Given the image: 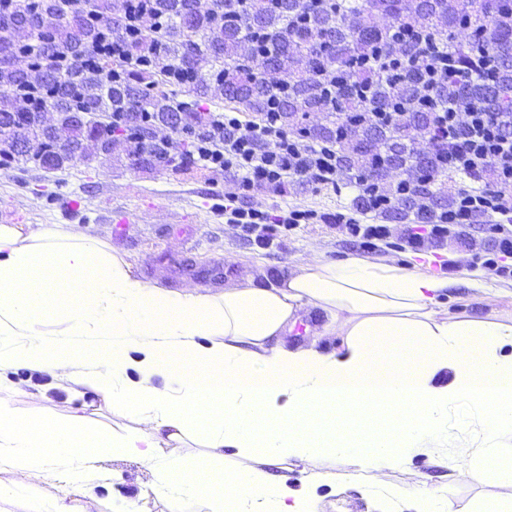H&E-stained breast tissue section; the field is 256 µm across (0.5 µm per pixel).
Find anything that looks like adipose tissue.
I'll list each match as a JSON object with an SVG mask.
<instances>
[{"label": "adipose tissue", "instance_id": "obj_1", "mask_svg": "<svg viewBox=\"0 0 512 512\" xmlns=\"http://www.w3.org/2000/svg\"><path fill=\"white\" fill-rule=\"evenodd\" d=\"M452 283L391 259H315L277 282L247 281L219 294L179 293L132 275L125 259L62 224H0V366L51 373L129 411L122 438L74 429L41 407L19 417L17 390L0 392V469L24 477L45 463L59 493L33 512H73L79 463L112 452L160 463L155 492L167 512H313V499L287 496L269 467L356 451L377 494L380 476L402 473L396 497L436 512L458 478L480 482L512 458V315H451ZM316 308L321 330L341 345L287 349L277 338ZM58 314L47 327L43 314ZM103 338L86 370L50 357L61 342ZM136 377H129V370ZM450 372L448 382L437 376ZM476 419L464 452L447 463L444 491L420 490L410 458L453 440L448 410ZM205 435L210 456L225 449L254 458L228 470L161 459V448Z\"/></svg>", "mask_w": 512, "mask_h": 512}]
</instances>
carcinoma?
<instances>
[{
  "label": "carcinoma",
  "mask_w": 512,
  "mask_h": 512,
  "mask_svg": "<svg viewBox=\"0 0 512 512\" xmlns=\"http://www.w3.org/2000/svg\"><path fill=\"white\" fill-rule=\"evenodd\" d=\"M100 13L73 5L46 34L25 21L39 0H0L15 19L0 52V165L53 162L30 113L84 112L65 136L81 154L120 149L139 168L196 163L212 121L199 110L218 98L232 112L274 118L278 131L304 147L336 149L340 171L358 189L351 205L388 222L433 224L454 203L440 177L455 175L438 117L457 101L512 128V0H432L410 11L407 0H97ZM465 21L476 39L462 45ZM32 31L37 44L23 35ZM55 41L54 73L42 66ZM448 62L445 83L425 69ZM192 97L174 100V87ZM148 107L152 125L187 140L176 159L162 140L131 123L132 101ZM323 120L311 124L310 115ZM397 165L409 191L388 183Z\"/></svg>",
  "instance_id": "obj_1"
}]
</instances>
